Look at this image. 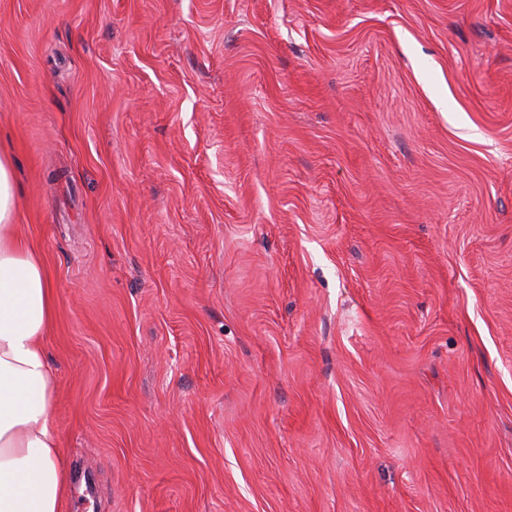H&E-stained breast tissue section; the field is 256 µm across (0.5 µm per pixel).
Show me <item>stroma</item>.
Instances as JSON below:
<instances>
[{"instance_id":"obj_1","label":"stroma","mask_w":512,"mask_h":512,"mask_svg":"<svg viewBox=\"0 0 512 512\" xmlns=\"http://www.w3.org/2000/svg\"><path fill=\"white\" fill-rule=\"evenodd\" d=\"M62 512H512V0H0Z\"/></svg>"}]
</instances>
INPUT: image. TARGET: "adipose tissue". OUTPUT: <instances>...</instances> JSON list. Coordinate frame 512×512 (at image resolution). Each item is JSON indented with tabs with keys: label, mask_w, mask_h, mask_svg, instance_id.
Masks as SVG:
<instances>
[{
	"label": "adipose tissue",
	"mask_w": 512,
	"mask_h": 512,
	"mask_svg": "<svg viewBox=\"0 0 512 512\" xmlns=\"http://www.w3.org/2000/svg\"><path fill=\"white\" fill-rule=\"evenodd\" d=\"M12 159L0 155V512H61L67 467L54 422V370L43 338L54 288L15 232Z\"/></svg>",
	"instance_id": "adipose-tissue-1"
}]
</instances>
